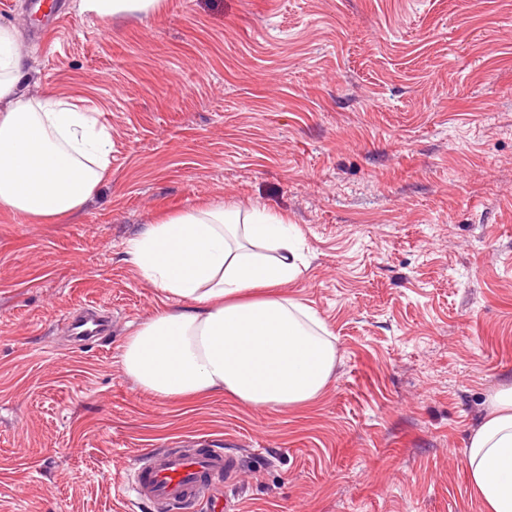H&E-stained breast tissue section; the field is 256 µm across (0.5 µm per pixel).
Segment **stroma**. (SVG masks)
<instances>
[{"mask_svg": "<svg viewBox=\"0 0 512 512\" xmlns=\"http://www.w3.org/2000/svg\"><path fill=\"white\" fill-rule=\"evenodd\" d=\"M77 3L38 40L29 0H0L29 93L112 133L83 212L0 208V512H154L125 469L199 440L236 459L224 512H485L463 448L512 385V0ZM192 204L294 224L288 294L336 345L315 403L166 402L122 372L163 304L125 246ZM80 307L111 334L72 336ZM161 0H80L81 12H88L102 18H109L127 14H149L157 11Z\"/></svg>", "mask_w": 512, "mask_h": 512, "instance_id": "35a3bbf8", "label": "stroma"}]
</instances>
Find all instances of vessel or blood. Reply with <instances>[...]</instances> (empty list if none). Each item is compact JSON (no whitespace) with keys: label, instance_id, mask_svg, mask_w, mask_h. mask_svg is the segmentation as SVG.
<instances>
[{"label":"vessel or blood","instance_id":"vessel-or-blood-1","mask_svg":"<svg viewBox=\"0 0 512 512\" xmlns=\"http://www.w3.org/2000/svg\"><path fill=\"white\" fill-rule=\"evenodd\" d=\"M70 332L86 340L105 335L107 317L96 312L69 314ZM236 460L211 448L164 449L138 456L132 463L129 489L156 512H206L216 500L213 478L232 476Z\"/></svg>","mask_w":512,"mask_h":512}]
</instances>
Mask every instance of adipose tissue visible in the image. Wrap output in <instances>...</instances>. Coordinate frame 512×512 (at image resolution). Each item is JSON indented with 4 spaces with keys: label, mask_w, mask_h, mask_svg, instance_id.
<instances>
[{
    "label": "adipose tissue",
    "mask_w": 512,
    "mask_h": 512,
    "mask_svg": "<svg viewBox=\"0 0 512 512\" xmlns=\"http://www.w3.org/2000/svg\"><path fill=\"white\" fill-rule=\"evenodd\" d=\"M18 31L0 24V206L33 221L79 211L103 182L112 135L71 97L25 95ZM126 253L174 304L128 335L119 357L164 401L231 396L252 407L315 402L336 369L324 322L283 288L301 273L289 224L262 209L190 207L147 225ZM464 459L486 512H512V387L491 395Z\"/></svg>",
    "instance_id": "1"
}]
</instances>
